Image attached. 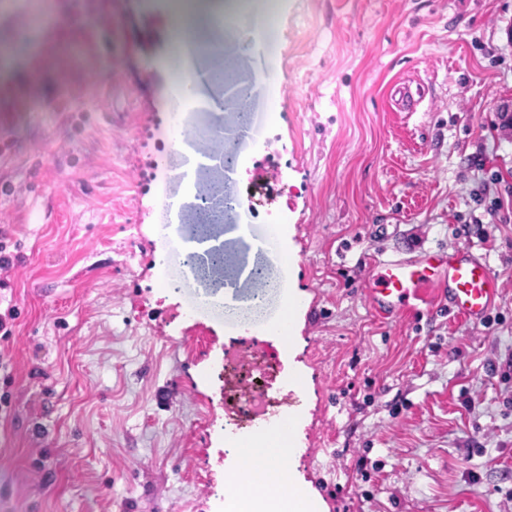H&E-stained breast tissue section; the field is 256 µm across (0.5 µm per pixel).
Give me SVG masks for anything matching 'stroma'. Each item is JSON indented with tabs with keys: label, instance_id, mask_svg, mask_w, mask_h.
Wrapping results in <instances>:
<instances>
[{
	"label": "stroma",
	"instance_id": "stroma-1",
	"mask_svg": "<svg viewBox=\"0 0 512 512\" xmlns=\"http://www.w3.org/2000/svg\"><path fill=\"white\" fill-rule=\"evenodd\" d=\"M275 2L282 92L224 189L280 235L286 345L161 285L168 10L0 0V512H225L224 361L257 352L326 512H512V0ZM461 247L501 282L486 322L375 315L373 260Z\"/></svg>",
	"mask_w": 512,
	"mask_h": 512
}]
</instances>
